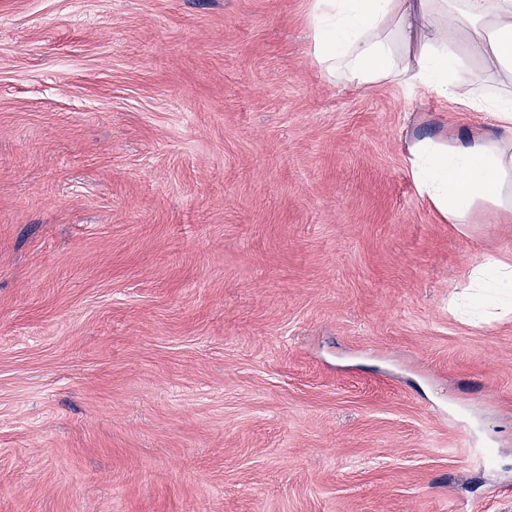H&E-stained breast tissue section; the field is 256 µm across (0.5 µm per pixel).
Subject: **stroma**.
Returning a JSON list of instances; mask_svg holds the SVG:
<instances>
[{"mask_svg":"<svg viewBox=\"0 0 512 512\" xmlns=\"http://www.w3.org/2000/svg\"><path fill=\"white\" fill-rule=\"evenodd\" d=\"M311 0H0V512H512V319Z\"/></svg>","mask_w":512,"mask_h":512,"instance_id":"1","label":"stroma"}]
</instances>
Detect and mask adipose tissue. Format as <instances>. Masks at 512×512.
Returning a JSON list of instances; mask_svg holds the SVG:
<instances>
[{"label": "adipose tissue", "instance_id": "obj_1", "mask_svg": "<svg viewBox=\"0 0 512 512\" xmlns=\"http://www.w3.org/2000/svg\"><path fill=\"white\" fill-rule=\"evenodd\" d=\"M460 34L449 41V32ZM311 55L332 81L359 90L388 82L423 89L489 113L505 134L485 132L444 145L416 141L410 170L419 193L454 224L481 204L512 209V0H312ZM485 75L470 74L469 57ZM468 303L512 313V259L489 255L473 271Z\"/></svg>", "mask_w": 512, "mask_h": 512}]
</instances>
